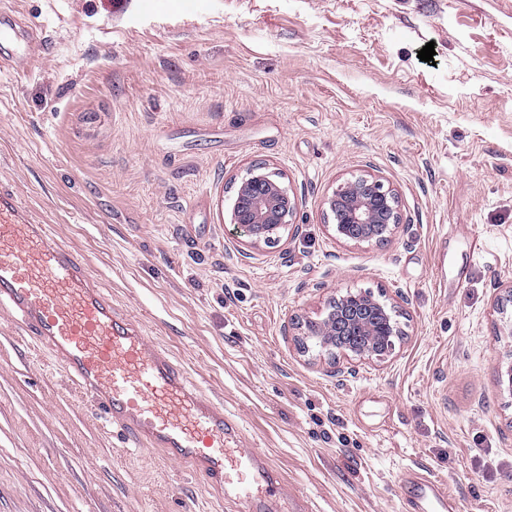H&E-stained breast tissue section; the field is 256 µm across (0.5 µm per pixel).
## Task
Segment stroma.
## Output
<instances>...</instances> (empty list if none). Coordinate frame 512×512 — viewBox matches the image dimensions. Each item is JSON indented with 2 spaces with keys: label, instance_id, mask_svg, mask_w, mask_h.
Listing matches in <instances>:
<instances>
[{
  "label": "stroma",
  "instance_id": "obj_1",
  "mask_svg": "<svg viewBox=\"0 0 512 512\" xmlns=\"http://www.w3.org/2000/svg\"><path fill=\"white\" fill-rule=\"evenodd\" d=\"M37 31L0 71V177L94 284L234 415L309 512H512V0H0ZM433 44V62L419 51ZM257 163L297 235L243 256ZM380 176L406 224L339 239L324 202ZM396 304L391 357L336 375L294 339L328 298ZM0 512H244L108 429L0 313ZM402 483L412 490L410 501L421 511L443 505L448 498L447 490L437 480L423 474H408Z\"/></svg>",
  "mask_w": 512,
  "mask_h": 512
}]
</instances>
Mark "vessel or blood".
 Instances as JSON below:
<instances>
[{"label":"vessel or blood","instance_id":"vessel-or-blood-1","mask_svg":"<svg viewBox=\"0 0 512 512\" xmlns=\"http://www.w3.org/2000/svg\"><path fill=\"white\" fill-rule=\"evenodd\" d=\"M34 40L25 23L0 11V70L24 63ZM19 320L68 379L96 402L128 440L163 449L241 502L247 512H306L280 486L272 461L249 447L223 403L203 397L184 370L137 324L117 314L90 281L85 263L50 241L17 188L0 178V312ZM403 483L417 512L448 493L426 475Z\"/></svg>","mask_w":512,"mask_h":512}]
</instances>
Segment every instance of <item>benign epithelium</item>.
<instances>
[{"label":"benign epithelium","instance_id":"benign-epithelium-1","mask_svg":"<svg viewBox=\"0 0 512 512\" xmlns=\"http://www.w3.org/2000/svg\"><path fill=\"white\" fill-rule=\"evenodd\" d=\"M338 238L354 245L381 244L404 226L394 190L377 176L366 174L339 184L325 200ZM295 198L282 182V174L257 164L248 169L235 191L231 223L250 248H274L293 227ZM395 305L367 294L335 295L320 319H307L299 349L309 352L307 341L320 345L317 361L341 374L353 371L340 360L354 363L385 361L395 340L405 335L392 318Z\"/></svg>","mask_w":512,"mask_h":512}]
</instances>
